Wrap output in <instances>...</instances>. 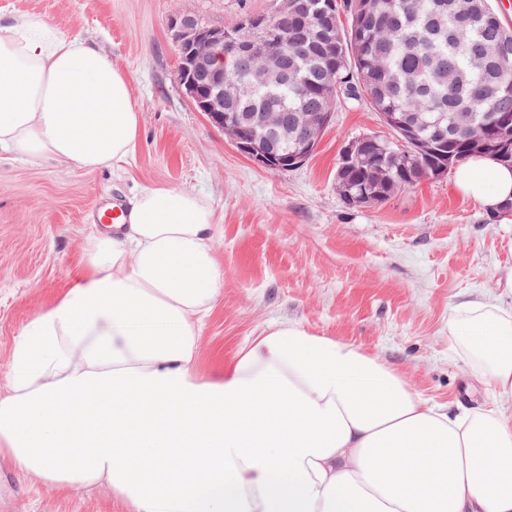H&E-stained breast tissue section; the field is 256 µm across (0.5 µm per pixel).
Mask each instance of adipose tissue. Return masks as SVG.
Returning a JSON list of instances; mask_svg holds the SVG:
<instances>
[{
    "label": "adipose tissue",
    "mask_w": 512,
    "mask_h": 512,
    "mask_svg": "<svg viewBox=\"0 0 512 512\" xmlns=\"http://www.w3.org/2000/svg\"><path fill=\"white\" fill-rule=\"evenodd\" d=\"M126 75L42 16L0 25V149L108 168L138 143ZM456 189L496 215L512 166L459 163ZM79 280L24 326L0 396V448L52 488L101 482L135 512H512V415L424 399L375 356L298 323L195 375L218 302L209 203L144 189L130 221L91 231ZM512 397V309L483 299L448 323Z\"/></svg>",
    "instance_id": "ef3b65f1"
}]
</instances>
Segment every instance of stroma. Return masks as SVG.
Listing matches in <instances>:
<instances>
[{"instance_id":"35a3bbf8","label":"stroma","mask_w":512,"mask_h":512,"mask_svg":"<svg viewBox=\"0 0 512 512\" xmlns=\"http://www.w3.org/2000/svg\"><path fill=\"white\" fill-rule=\"evenodd\" d=\"M275 0H0V24L44 17L62 34L106 53L128 77L140 113L129 163L75 169L0 151V380L26 323L83 271L82 245L98 210L144 188L173 186L205 197L214 212L222 295L200 329L195 374L223 375L239 349L282 322L377 356L435 403L500 401L475 377L472 348L448 333L453 306L481 296L512 305V221L461 196L452 175L385 202L346 208L335 188L343 146L390 137L368 104L334 106L316 151L272 171L240 153L178 82L171 20L194 12L212 26L272 11ZM0 512H133L111 489H52L0 451Z\"/></svg>"}]
</instances>
